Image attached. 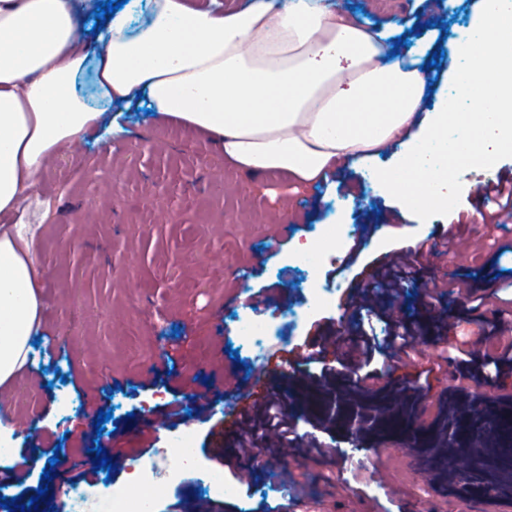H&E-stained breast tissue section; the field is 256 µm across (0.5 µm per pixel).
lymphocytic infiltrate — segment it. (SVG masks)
Listing matches in <instances>:
<instances>
[{"instance_id": "obj_1", "label": "lymphocytic infiltrate", "mask_w": 512, "mask_h": 512, "mask_svg": "<svg viewBox=\"0 0 512 512\" xmlns=\"http://www.w3.org/2000/svg\"><path fill=\"white\" fill-rule=\"evenodd\" d=\"M418 252L415 246L397 248L388 265L379 272L367 314L355 322L356 333L348 342V359H328L326 349L334 344V337L324 336L319 342L311 344L303 356L306 363L316 367L308 378L311 388L323 393L335 388L338 380L351 375L356 376L362 387H376L381 385L383 379L376 366L378 359L399 363L413 358L417 330L400 317L390 302L400 288L406 287L415 277L410 258ZM374 316L388 320L390 328L385 335L376 336L369 332L368 325ZM443 361L448 367L455 366L478 376L487 373L496 378L512 371V346L506 345L477 355L471 349L458 348L446 353ZM299 415L295 401L287 395L278 393L267 396L245 412L234 433L235 445L239 448H262L272 442L292 452L304 450L316 462H332L337 454L335 437L321 436L322 426L315 415L307 418L309 432H299Z\"/></svg>"}]
</instances>
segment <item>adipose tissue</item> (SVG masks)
<instances>
[{
    "mask_svg": "<svg viewBox=\"0 0 512 512\" xmlns=\"http://www.w3.org/2000/svg\"><path fill=\"white\" fill-rule=\"evenodd\" d=\"M390 29L336 0H244L215 11L148 0L145 17L81 30L73 0H0V215L20 206L61 148L138 100L205 134L239 173L285 172L315 184L376 158L403 135L448 143V167L400 163L379 182L403 209L425 187L512 153V0H496L450 43L464 111L422 114L420 51H394ZM44 304L21 225H0V398L27 371Z\"/></svg>",
    "mask_w": 512,
    "mask_h": 512,
    "instance_id": "1",
    "label": "adipose tissue"
}]
</instances>
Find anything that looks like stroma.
I'll return each instance as SVG.
<instances>
[{"label":"stroma","mask_w":512,"mask_h":512,"mask_svg":"<svg viewBox=\"0 0 512 512\" xmlns=\"http://www.w3.org/2000/svg\"><path fill=\"white\" fill-rule=\"evenodd\" d=\"M360 22L381 25L414 21L422 13L441 18V32L428 40L415 24L410 47H447L457 24L479 17L482 0H342ZM403 146L380 153L372 166L342 165L326 183L306 186L287 175L262 180L240 175L204 135L174 122L126 110L112 123L64 149L27 193L11 221L24 225L42 284L45 347L59 350L71 406L49 389V372L31 368L15 390L13 413L19 423L12 446L27 458L29 486H47L41 503L56 505L71 485L50 469L47 456L28 453L62 446L79 470L95 469L92 450L118 448L115 471H97L96 483L126 481L129 463H154L158 494L154 512L175 503L190 505L212 497L217 507L260 512L262 502L284 512H495L471 500L444 495L419 474L398 447L351 449L339 440L340 457L362 459L368 479L353 496L352 473L318 465L300 456L283 466L300 487L280 483L237 484L231 495H208L203 475L220 472L227 419L249 395L257 362L232 351L236 332L230 320L244 301L274 311L303 306L305 275L289 260L294 239L311 237L330 214L342 208L361 253L350 272L333 278L334 262L320 275L331 292L328 302L299 322L283 325L285 347L301 343L318 325L355 320L345 310L350 289L373 283V266L396 248L414 245L451 230L459 245L451 252L416 262L412 321L431 312L432 331L441 341L420 346L416 364L385 367V379L415 385L419 368L436 361L460 339L495 333L512 342V222L491 224L477 217L482 195L494 178L512 176V153L486 170L465 174L452 186V203L427 215H402L385 192H371L365 173L394 166ZM484 298L471 311L467 294ZM207 394L203 415L185 417L194 434L195 467L168 475L162 450L175 428L162 409L174 398L191 405ZM112 416L96 432L98 411ZM51 481H44L43 471Z\"/></svg>","instance_id":"obj_1"}]
</instances>
